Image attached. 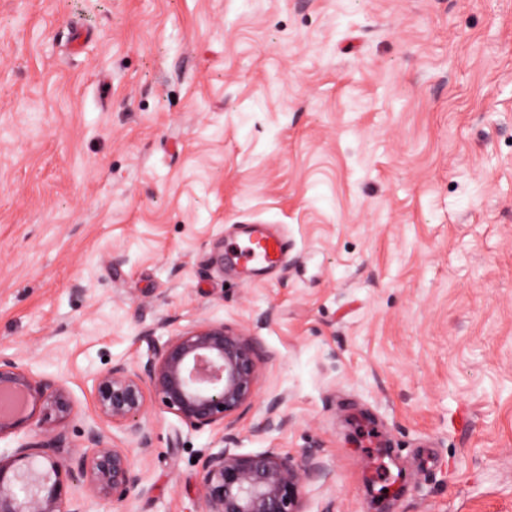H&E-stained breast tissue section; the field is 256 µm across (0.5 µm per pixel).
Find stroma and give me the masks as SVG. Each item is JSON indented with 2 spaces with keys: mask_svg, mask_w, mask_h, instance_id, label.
<instances>
[{
  "mask_svg": "<svg viewBox=\"0 0 512 512\" xmlns=\"http://www.w3.org/2000/svg\"><path fill=\"white\" fill-rule=\"evenodd\" d=\"M253 222L274 277L217 261ZM203 320L305 512H512V0H0V356L88 414ZM152 417L146 494L71 507L203 512L217 435Z\"/></svg>",
  "mask_w": 512,
  "mask_h": 512,
  "instance_id": "stroma-1",
  "label": "stroma"
}]
</instances>
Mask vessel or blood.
<instances>
[{
  "label": "vessel or blood",
  "instance_id": "obj_1",
  "mask_svg": "<svg viewBox=\"0 0 512 512\" xmlns=\"http://www.w3.org/2000/svg\"><path fill=\"white\" fill-rule=\"evenodd\" d=\"M231 250L234 265L251 273L277 270L287 259L290 245L286 238L269 233L265 225L248 224Z\"/></svg>",
  "mask_w": 512,
  "mask_h": 512
}]
</instances>
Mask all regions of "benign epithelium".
I'll use <instances>...</instances> for the list:
<instances>
[{"mask_svg": "<svg viewBox=\"0 0 512 512\" xmlns=\"http://www.w3.org/2000/svg\"><path fill=\"white\" fill-rule=\"evenodd\" d=\"M260 375L257 342L224 325L203 320L152 345L147 359L117 362L93 377V415L82 428L89 451L60 456L69 424L81 415L65 382L38 374L11 357H0V392H18L24 408L0 413V439L38 433L0 452V512H79L68 508V489L77 477L90 496L122 503L143 494L128 448L111 429L139 447H150L157 404L191 431L226 430L251 405ZM311 452L299 457L273 448L238 454L220 448L203 463L198 495L205 512H304L303 487L320 475Z\"/></svg>", "mask_w": 512, "mask_h": 512, "instance_id": "1", "label": "benign epithelium"}]
</instances>
